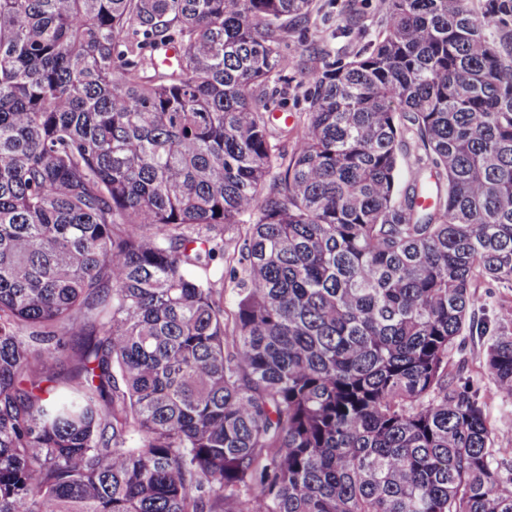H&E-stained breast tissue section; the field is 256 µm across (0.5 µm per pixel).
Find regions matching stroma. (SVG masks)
Returning <instances> with one entry per match:
<instances>
[{
  "instance_id": "stroma-1",
  "label": "stroma",
  "mask_w": 512,
  "mask_h": 512,
  "mask_svg": "<svg viewBox=\"0 0 512 512\" xmlns=\"http://www.w3.org/2000/svg\"><path fill=\"white\" fill-rule=\"evenodd\" d=\"M382 0H315L308 18L290 31L283 44L291 64L281 80L270 84L264 102L273 114L272 127L280 133L285 123L304 119L313 90L307 80L321 57L335 60L352 55L376 36ZM474 291L479 302L472 313L473 324L457 341L450 355V368L480 390V399L497 428L498 445L512 448V399L494 393L484 356L492 334L512 328V286L488 279L477 280Z\"/></svg>"
}]
</instances>
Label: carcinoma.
Listing matches in <instances>:
<instances>
[{"instance_id":"1","label":"carcinoma","mask_w":512,"mask_h":512,"mask_svg":"<svg viewBox=\"0 0 512 512\" xmlns=\"http://www.w3.org/2000/svg\"><path fill=\"white\" fill-rule=\"evenodd\" d=\"M311 4L0 0V512H512L450 370L512 284V0H383L288 156Z\"/></svg>"}]
</instances>
